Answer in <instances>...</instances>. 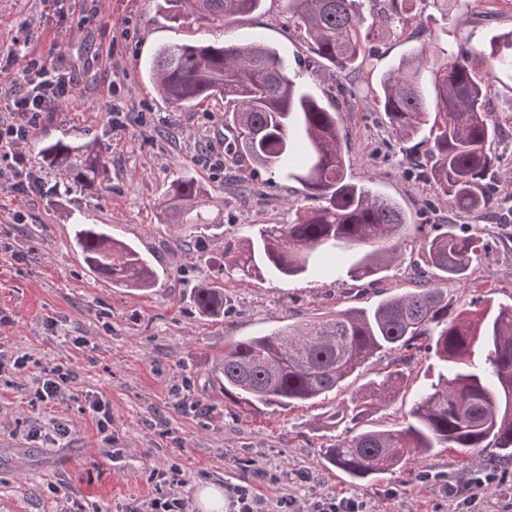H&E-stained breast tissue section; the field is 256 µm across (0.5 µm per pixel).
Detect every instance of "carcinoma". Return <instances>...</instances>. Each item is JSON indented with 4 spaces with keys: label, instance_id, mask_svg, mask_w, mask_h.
I'll list each match as a JSON object with an SVG mask.
<instances>
[{
    "label": "carcinoma",
    "instance_id": "1",
    "mask_svg": "<svg viewBox=\"0 0 512 512\" xmlns=\"http://www.w3.org/2000/svg\"><path fill=\"white\" fill-rule=\"evenodd\" d=\"M164 2L201 22L224 24L258 10L263 0ZM416 3L288 0V24L312 54L337 71L364 73L376 41L418 25ZM477 65L490 72L512 70V32L487 51L460 47L442 59L430 58L422 46L381 75L377 94L398 138L411 139L430 126L424 159L417 163L420 176L462 213L486 209L491 202L484 185L495 162L489 148L495 126L485 110ZM427 69L433 74L432 107L421 83ZM148 75L156 94L179 111L224 100L236 130L229 152L280 171L300 183L304 199L313 202L297 208L286 224L257 225L230 250V267L246 276L297 277L335 267L336 257L358 245L369 250L347 265L346 275L361 279L401 260L409 228L404 211L353 181L336 109L296 81L279 50L258 40L172 43L156 51ZM40 153L49 168L82 187L95 188L106 177L107 160L90 142H46ZM208 208L221 204L196 180L179 176L158 203L159 221L190 241L202 224L220 227L218 218L205 216ZM74 239L87 266L112 285L148 291L157 284L151 262L100 225H74ZM488 249L476 232H440L426 240L425 254L435 270L433 279L443 285L416 281L369 307L231 341L213 363L224 399L248 414L267 407L290 410L328 398L377 355L423 349L437 359L441 383L424 390L408 421L393 430L346 436L324 449L325 460L359 486L405 464L410 454L422 458L435 448H492L491 459L512 460V305L494 309L474 300L473 308H460L448 301L444 288L467 276ZM193 301L200 315L218 316L224 313V287L205 280L195 288ZM393 364L362 395L335 406L326 422L354 423L390 401L408 380L399 360Z\"/></svg>",
    "mask_w": 512,
    "mask_h": 512
}]
</instances>
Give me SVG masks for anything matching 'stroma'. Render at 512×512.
I'll use <instances>...</instances> for the list:
<instances>
[{"label":"stroma","mask_w":512,"mask_h":512,"mask_svg":"<svg viewBox=\"0 0 512 512\" xmlns=\"http://www.w3.org/2000/svg\"><path fill=\"white\" fill-rule=\"evenodd\" d=\"M422 27L385 36L372 72L341 74L311 54L288 24L286 0L220 26L173 16L163 0H0V83L19 77L26 62L44 60L68 73L74 96L44 114L26 145L43 189L22 196L0 187V361L29 360L22 371L0 373V512H126L168 492L159 472L177 468L195 498L216 484L225 497L252 485L269 512L282 495L352 498L363 512H462L446 484L463 485L484 468L486 451L439 448L420 464H407L360 488L325 463L323 447L341 439L345 424H325L332 407L364 391L389 362L373 358L330 399L291 411L238 412L224 400L211 367L234 339L285 324L305 325L336 311L369 306L404 291L422 268L420 224L459 229L461 220L432 185L414 174L419 140L391 133L375 98L341 97L351 83L377 84L418 46L432 58L466 46L488 49L512 31V0H477L471 7L449 0L447 10L422 7ZM255 39L276 46L291 70L317 93L337 97L347 135L346 161L354 181L396 201L412 228L401 261L363 280L344 272L247 278L227 274L224 251L252 224H283L289 205H302L298 183L232 161L224 141V102L209 101L175 112L147 82L143 64L166 43ZM487 107L498 126L492 149L498 173L491 177L493 206L471 214L474 229L494 241L466 278L449 283L448 298L466 305L476 298L512 303V74L491 76ZM127 114L113 129L112 108ZM91 141L108 160V179L87 190L53 174L43 163V142ZM188 175L223 201L220 229L184 244L157 221L156 203L169 183ZM108 224L113 235L149 257L159 273L144 294L113 287L90 272L73 244L74 224ZM223 282L224 313L199 316L191 291L202 280ZM63 365L74 378L50 403L34 401L42 367ZM408 384L361 428H395L421 390L437 381L434 359L411 351ZM112 407V434L98 433L89 393ZM64 424L69 434L57 439ZM38 439H30V429ZM431 480H423V473Z\"/></svg>","instance_id":"35a3bbf8"}]
</instances>
